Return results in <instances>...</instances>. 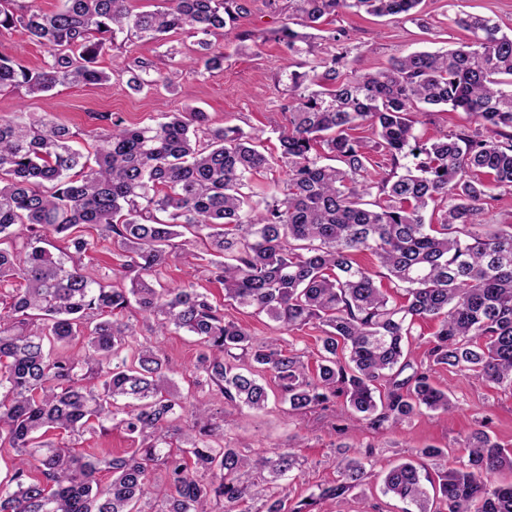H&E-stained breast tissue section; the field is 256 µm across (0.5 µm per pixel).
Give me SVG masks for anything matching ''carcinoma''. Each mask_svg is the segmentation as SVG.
Listing matches in <instances>:
<instances>
[{"mask_svg": "<svg viewBox=\"0 0 512 512\" xmlns=\"http://www.w3.org/2000/svg\"><path fill=\"white\" fill-rule=\"evenodd\" d=\"M128 0H63L45 13L36 0H0V31L22 28L47 52L32 71L0 55V91L22 86L41 96L59 84L106 81L98 57L118 35L155 39L189 30L206 71L223 68L209 37L224 33L247 8L242 0H165L133 14ZM421 0H288V22L275 40L308 55L291 71L287 126L279 132L284 186L256 190L270 166L262 135L213 128L196 107L163 112L154 126L131 127L104 113L106 133L90 159L75 133L51 112L25 122L0 117V446L17 453L0 483V512H315L343 499L368 476L369 457H344L340 480L317 487L295 506L269 485L298 465L291 451L256 459L224 444V406L260 411L272 375L278 396L302 413L336 398L353 424L396 427L422 411L449 415L454 404L434 368L468 372L512 388V224H486L487 200L512 190V32L494 19L456 14L469 40L453 49L415 51L383 69L348 67L342 33L323 35L342 12L415 19ZM315 33H310V30ZM127 86L150 90L152 62L121 68ZM447 106L470 124L419 142L414 115ZM442 203L437 223L425 222ZM66 241L54 255L52 239ZM107 241L123 257L118 288L86 263ZM209 256L207 280L224 300L253 309L284 330L313 325L323 333L315 371L275 338L257 341L224 318V306L194 285L159 281L171 258ZM368 253L377 267L356 260ZM388 281L397 290L384 287ZM135 308L154 333L181 330L199 352L191 384L215 406L187 404L158 347L137 339L121 319ZM432 322L429 366L405 350L414 329ZM78 341L83 353L61 349ZM119 428L139 441L129 455L79 453L69 437ZM478 422L467 461L430 475L417 459L385 475L383 492L432 512L428 482L446 512H512V449ZM160 468L165 481L152 472ZM266 472L243 482L242 472ZM111 480L102 484L97 474Z\"/></svg>", "mask_w": 512, "mask_h": 512, "instance_id": "cac0c4a2", "label": "carcinoma"}]
</instances>
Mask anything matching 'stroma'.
<instances>
[{"instance_id":"1","label":"stroma","mask_w":512,"mask_h":512,"mask_svg":"<svg viewBox=\"0 0 512 512\" xmlns=\"http://www.w3.org/2000/svg\"><path fill=\"white\" fill-rule=\"evenodd\" d=\"M247 7L235 29L216 39L224 50L223 69L201 73L187 63L176 65L170 58L171 50L181 51L188 60L198 49L196 37L185 31L158 42L121 39L97 61L98 68L109 73L108 81L76 87L59 85L46 97L30 95L22 88L8 89L0 92V116L19 118L51 112L89 144L100 127L99 114L112 112L126 124L142 127L155 124L159 112H180L195 106L208 113L213 125H236L247 132L263 130L266 152L279 154L278 136L286 124L284 107L288 102L285 68L298 66L299 60L271 40L270 34L286 21L288 0H279L274 7L268 0H247ZM420 9L427 21L423 27L366 14L337 16L334 26L344 33L351 50L350 62L376 69L396 56L456 46L467 38L453 22L456 13L462 11L493 17L503 29H512V0H422ZM242 31L262 36V43L240 51L237 35ZM136 57L153 61L158 72L168 78V85L141 93L130 90L119 68L125 60ZM207 289L214 302L223 305L225 317L237 321L253 337L276 338L283 347L304 352L306 362L315 364L320 329L307 326L279 331L266 316L225 304L222 285L211 283ZM158 342L185 401L205 398V391L189 387L187 382L198 353L192 337L172 334L159 337ZM434 381L450 392L456 404L453 415L425 411L392 429L375 431L363 426L350 431L342 404L295 413L287 403L274 398L258 413L225 408L224 441L234 447L246 446L253 457L276 447L294 449L302 467L279 481L276 488L279 495L292 501L317 486L333 483L341 456L369 453L372 465L363 490L351 492L340 503L324 502L322 512H405L406 503L384 494L382 481L390 468L411 458L417 449L429 445L441 448L444 455L440 466L456 467L465 460L466 438L480 420L486 421L494 439L512 448V388L444 368L436 371Z\"/></svg>"}]
</instances>
